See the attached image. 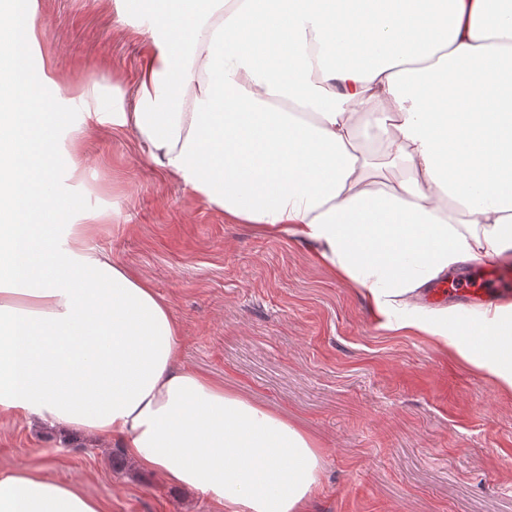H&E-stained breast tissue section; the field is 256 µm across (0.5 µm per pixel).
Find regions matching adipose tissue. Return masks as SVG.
<instances>
[{"label": "adipose tissue", "mask_w": 512, "mask_h": 512, "mask_svg": "<svg viewBox=\"0 0 512 512\" xmlns=\"http://www.w3.org/2000/svg\"><path fill=\"white\" fill-rule=\"evenodd\" d=\"M149 35L130 95L77 87L88 119L132 132L162 176L275 238L307 243L378 329L414 333L512 391V303L428 307L458 264L512 254V0H120ZM39 0L0 6V413L109 438L213 512H305L316 440L180 363L152 284L96 249L77 209L83 125L42 50ZM384 119L369 133L363 118ZM392 155L382 181L361 140ZM30 189L19 198V173ZM0 512H108L76 484L0 472Z\"/></svg>", "instance_id": "adipose-tissue-1"}]
</instances>
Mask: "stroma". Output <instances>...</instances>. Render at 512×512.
Instances as JSON below:
<instances>
[{"label":"stroma","instance_id":"1","mask_svg":"<svg viewBox=\"0 0 512 512\" xmlns=\"http://www.w3.org/2000/svg\"><path fill=\"white\" fill-rule=\"evenodd\" d=\"M61 77L131 89L146 49L116 0H39ZM78 192L107 208L98 248L148 280L182 326L180 361L296 423L321 447L309 512H512V392L428 339L377 330L304 243L271 238L163 178L131 133L91 124ZM40 469L110 512H212L109 442H65L0 414V470Z\"/></svg>","mask_w":512,"mask_h":512}]
</instances>
